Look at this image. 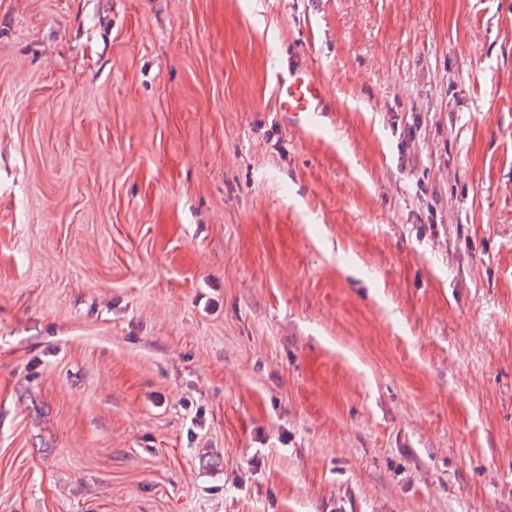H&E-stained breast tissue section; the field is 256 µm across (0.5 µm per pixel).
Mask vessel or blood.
I'll return each instance as SVG.
<instances>
[{
	"label": "vessel or blood",
	"instance_id": "1",
	"mask_svg": "<svg viewBox=\"0 0 512 512\" xmlns=\"http://www.w3.org/2000/svg\"><path fill=\"white\" fill-rule=\"evenodd\" d=\"M327 96L325 85L306 67H297L280 76L274 88L276 111L284 113L299 128L318 131L317 117Z\"/></svg>",
	"mask_w": 512,
	"mask_h": 512
}]
</instances>
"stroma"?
<instances>
[{"mask_svg":"<svg viewBox=\"0 0 512 512\" xmlns=\"http://www.w3.org/2000/svg\"><path fill=\"white\" fill-rule=\"evenodd\" d=\"M0 512H512V0H0ZM327 96L325 85L307 67H296L277 79L273 102L297 127L314 134L319 130L317 117Z\"/></svg>","mask_w":512,"mask_h":512,"instance_id":"obj_1","label":"stroma"}]
</instances>
